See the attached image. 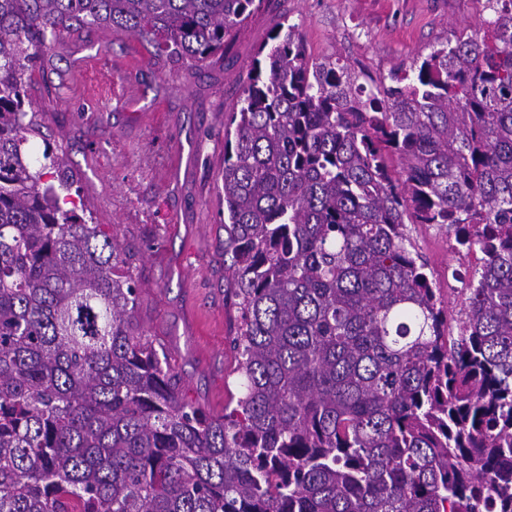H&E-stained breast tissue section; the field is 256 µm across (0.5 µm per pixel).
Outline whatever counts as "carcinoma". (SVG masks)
Listing matches in <instances>:
<instances>
[{
	"label": "carcinoma",
	"instance_id": "cac0c4a2",
	"mask_svg": "<svg viewBox=\"0 0 512 512\" xmlns=\"http://www.w3.org/2000/svg\"><path fill=\"white\" fill-rule=\"evenodd\" d=\"M264 0H0V512H512V0L390 83L261 45L224 124L240 395L210 417L135 320L131 256L35 169L60 32L191 67ZM483 253L448 318L407 232ZM456 325H451V322Z\"/></svg>",
	"mask_w": 512,
	"mask_h": 512
}]
</instances>
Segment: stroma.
Wrapping results in <instances>:
<instances>
[{
  "label": "stroma",
  "mask_w": 512,
  "mask_h": 512,
  "mask_svg": "<svg viewBox=\"0 0 512 512\" xmlns=\"http://www.w3.org/2000/svg\"><path fill=\"white\" fill-rule=\"evenodd\" d=\"M481 9L480 0H265L223 61L200 68L173 63L125 32L62 33L63 53L44 64L31 91L43 128L25 156L37 168L47 147H63L77 175L71 201L84 202L135 251L137 319L205 414L223 413L238 397L221 172L224 123L255 47L278 23L295 24L314 57L382 78L475 29ZM67 94L70 106L60 107ZM410 236L434 282L458 266L446 232L414 224Z\"/></svg>",
  "instance_id": "obj_1"
}]
</instances>
